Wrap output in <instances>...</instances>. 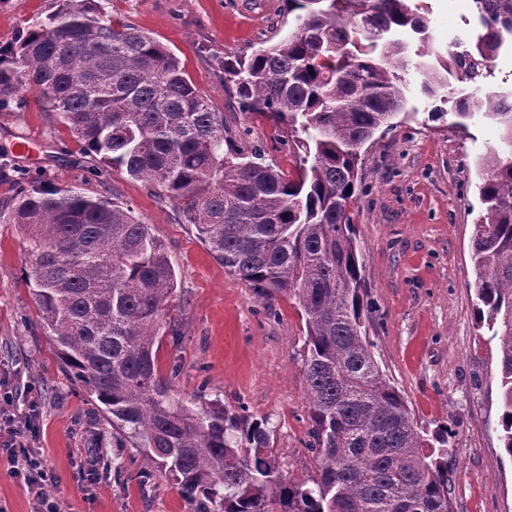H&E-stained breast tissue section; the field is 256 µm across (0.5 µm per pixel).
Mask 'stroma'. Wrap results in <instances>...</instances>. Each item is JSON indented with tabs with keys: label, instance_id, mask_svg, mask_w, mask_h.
<instances>
[{
	"label": "stroma",
	"instance_id": "obj_1",
	"mask_svg": "<svg viewBox=\"0 0 512 512\" xmlns=\"http://www.w3.org/2000/svg\"><path fill=\"white\" fill-rule=\"evenodd\" d=\"M430 21L438 53L471 48L483 33L477 0H413ZM105 15L150 33L180 58L188 78L248 145L282 170L295 160L285 133L264 114L241 111L224 88L217 62L251 54L295 27L285 0H96ZM59 0H0V46L57 10ZM406 104L392 129L364 147L363 179L351 210L362 276L374 309L369 338L383 370L401 390L419 426L453 437L448 475L453 512H512V457L497 430L499 364L477 325L471 261L474 225L484 211L478 186L500 145L496 122L475 117L453 126L452 103L421 93L417 37L407 39ZM442 119H431L433 111ZM31 142L30 151L21 143ZM96 163L32 91L0 109V210L20 191L54 183L129 203L165 244L178 277L169 307L174 334L164 336L159 374L176 400L194 408L221 400L267 420L270 450L283 479L314 476L311 421L302 359L303 311L288 292L256 294L225 272L183 223L171 202ZM26 244L0 221V396L32 459L51 471L64 512H193L178 485L148 471L135 444L112 429L100 404L58 362L30 293ZM99 480L86 473L100 452ZM0 512H36L21 478L0 455Z\"/></svg>",
	"mask_w": 512,
	"mask_h": 512
}]
</instances>
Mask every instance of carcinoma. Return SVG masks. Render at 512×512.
Returning <instances> with one entry per match:
<instances>
[{"instance_id": "cac0c4a2", "label": "carcinoma", "mask_w": 512, "mask_h": 512, "mask_svg": "<svg viewBox=\"0 0 512 512\" xmlns=\"http://www.w3.org/2000/svg\"><path fill=\"white\" fill-rule=\"evenodd\" d=\"M296 28L250 57L225 54L224 87L244 112L287 130L294 169L262 148L232 149L224 113L150 34L62 0L48 21L0 47V106L34 91L106 167L141 179L231 275L262 294L288 291L305 315L303 372L316 475L286 482L270 429L218 402L197 411L170 395L157 348L178 288L165 244L117 198L33 187L8 213L27 239L32 295L61 363L136 441L195 512H452L446 429L428 434L376 360L371 303L350 214L361 149L403 109L412 33L428 21L408 0H285ZM480 0L485 32L462 54L422 64L423 91L449 78L454 125L476 111L498 123L501 149L480 187L474 224L477 324L500 366L501 441L512 457V95L481 101L487 63L512 16ZM229 149H224V146Z\"/></svg>"}]
</instances>
